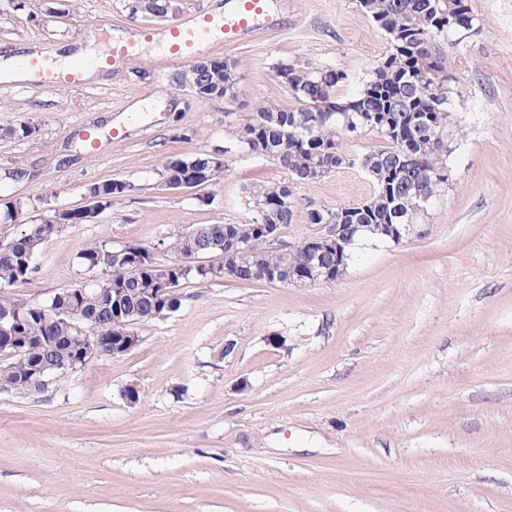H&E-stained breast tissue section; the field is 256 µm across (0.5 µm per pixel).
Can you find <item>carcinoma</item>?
I'll return each mask as SVG.
<instances>
[{
  "label": "carcinoma",
  "instance_id": "obj_1",
  "mask_svg": "<svg viewBox=\"0 0 512 512\" xmlns=\"http://www.w3.org/2000/svg\"><path fill=\"white\" fill-rule=\"evenodd\" d=\"M360 6L385 33L389 50L380 59L370 77L355 94L340 96L338 87L348 75L342 70L314 68L297 71L281 66L278 76L288 85L301 104L298 109L261 105L244 120L241 141L250 151L280 162L288 177L249 190V203H266V215L252 213L239 224H201V239L208 244L224 243L245 247L263 237L264 224L286 227L293 220L297 206V187L313 183L342 166L356 167L370 177L373 194L360 204H349L324 214L312 211V224H358L360 229L352 241L377 239L371 232L375 224H412L418 216L414 206L433 204L448 187L450 171L448 156V119L454 89L440 83L448 75L445 57L436 51L443 43H457L475 29L476 17L468 0H360ZM195 90L212 95L219 89L229 92L235 84L234 69L224 65L194 66ZM373 117L377 129L370 134L379 138L377 149L351 155L337 139L345 123L360 124ZM206 168L209 160L190 158L180 166L166 162L161 178L180 183L188 166ZM126 184L104 180L89 188V196L103 208L121 196ZM23 204L17 200L0 202V220L11 224L19 220ZM30 224L12 239L14 250L0 255V313L15 314L38 310L36 304L15 292L32 273L35 260L47 242L34 232ZM149 249L139 243L111 247L92 241L84 245L79 259L89 267L106 270L107 277L91 287L76 286L65 293L72 295L94 323L96 332L113 339L120 349L125 339L120 336L126 318L118 317L114 304L103 296L119 289L120 311H135V317L149 322L178 310L182 296L180 287L195 281L208 283L217 276L202 270H185L177 261L148 264L141 261ZM308 259L300 249H277L269 242L265 249L234 258V280L240 283H270L285 278L290 272L307 267ZM321 281L334 282L336 256L325 251L320 256ZM171 278L175 288L159 294L160 281ZM74 330L64 324L50 323V316L32 315L25 323L21 339L23 352L0 361V391L25 394L37 383L28 375L35 365H56L71 358L76 349L69 337Z\"/></svg>",
  "mask_w": 512,
  "mask_h": 512
}]
</instances>
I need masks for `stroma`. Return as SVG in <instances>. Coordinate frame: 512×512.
Returning a JSON list of instances; mask_svg holds the SVG:
<instances>
[{
	"label": "stroma",
	"mask_w": 512,
	"mask_h": 512,
	"mask_svg": "<svg viewBox=\"0 0 512 512\" xmlns=\"http://www.w3.org/2000/svg\"><path fill=\"white\" fill-rule=\"evenodd\" d=\"M225 2L175 0L154 18L131 0H0V48L108 53L110 32L170 31ZM266 4L277 28L207 53L234 66L222 98L180 83L185 65L157 41L76 88L0 80V128L33 129L0 137V197L25 222L127 185L44 245L21 294L45 303L99 281L77 257L90 241L138 242L164 264L176 235L240 223L247 188L287 175L240 142L260 103L296 105L278 65L345 70L348 95L389 49L359 0ZM469 5L476 32L442 47L452 180L422 232L358 242L333 283L186 284L176 312L135 325L128 353L41 393L0 391V512H512V0ZM219 152L210 184L162 187L166 161ZM372 192L349 167L298 186L282 245L311 233L309 210ZM126 184L116 180H104L89 189V197H94L102 208H108L114 198L120 197L126 190Z\"/></svg>",
	"instance_id": "obj_1"
}]
</instances>
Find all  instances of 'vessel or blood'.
Returning a JSON list of instances; mask_svg holds the SVG:
<instances>
[{
  "label": "vessel or blood",
  "instance_id": "vessel-or-blood-1",
  "mask_svg": "<svg viewBox=\"0 0 512 512\" xmlns=\"http://www.w3.org/2000/svg\"><path fill=\"white\" fill-rule=\"evenodd\" d=\"M263 12V0H234L232 7L225 10L221 19H214L208 14L202 15L198 21L174 32V42L170 48L172 62L188 61L199 52L210 48L213 37L218 33L222 34L225 47L236 46L253 33L256 21ZM149 37V29L131 31L123 43L113 46V66H121L125 60L133 57L139 46ZM84 66V61L79 59L74 61L67 73L60 74L53 69L48 58H34L29 62L35 82L47 88L61 84L79 86Z\"/></svg>",
  "mask_w": 512,
  "mask_h": 512
}]
</instances>
